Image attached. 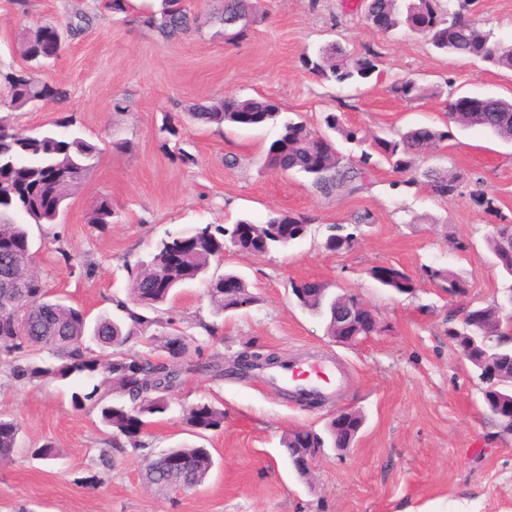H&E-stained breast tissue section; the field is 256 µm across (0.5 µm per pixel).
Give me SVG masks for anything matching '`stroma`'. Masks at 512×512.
Returning <instances> with one entry per match:
<instances>
[{
	"mask_svg": "<svg viewBox=\"0 0 512 512\" xmlns=\"http://www.w3.org/2000/svg\"><path fill=\"white\" fill-rule=\"evenodd\" d=\"M98 3L0 0L2 71L25 64L23 28L85 24L38 73L66 90L65 102L0 107V117L24 131L73 118L102 150L59 222L30 229L48 291L90 318L109 315L127 300L131 271L150 260L162 239L242 218L261 222L274 211L305 217L310 233L288 248L261 256L229 249L213 261L216 272L234 269L246 277L254 304L214 315L207 282L196 280L179 288L167 313L197 338L204 356L228 365L247 349L294 362L331 357L344 381L312 405L287 396L264 371L221 380L189 376L151 427L153 448L197 441L212 455L205 484L182 491L146 487L141 458L128 447L111 449L110 469L97 465L111 433L92 405L78 409L71 400L73 392H90V382L23 383L0 358V417L19 424L23 446L0 465V512H512V437L488 422L482 384L447 335L448 317L460 306L491 304L512 282L486 246L493 225L512 224V143L449 123L445 99L450 92L510 99L512 70L440 53L418 34L381 32L366 21L359 0H257L258 18L245 35L228 38L213 24L177 41ZM468 12L512 44V0H471ZM332 42L350 51L377 47L378 79L341 88L304 66V55ZM405 76L441 86L443 97L397 98L390 88ZM259 96L315 130L329 112L364 135L414 125L447 129L416 167L452 169L459 187L436 197L400 185L399 174L381 163L363 192L325 197L302 175L263 169L279 126L217 128L188 115L193 104L214 98ZM186 153L192 162H183ZM228 155L236 156V166H225ZM486 197L492 206L483 205ZM103 198L112 203L111 223H89ZM364 214L369 223H359ZM333 224L356 234L352 249L325 248ZM376 266L403 270L413 292L380 287L369 274ZM430 266L460 274L465 294L448 297L429 280ZM309 278L359 295L378 313L383 331L352 346L333 342L323 322L295 302L293 285ZM205 322L214 325L213 334L202 331ZM200 401L223 404L224 428L199 439L182 411ZM339 409L365 417L353 447L325 448L312 480L299 479L284 456L283 434L296 427L323 431ZM47 442L59 448L58 459L29 455Z\"/></svg>",
	"mask_w": 512,
	"mask_h": 512,
	"instance_id": "1",
	"label": "stroma"
}]
</instances>
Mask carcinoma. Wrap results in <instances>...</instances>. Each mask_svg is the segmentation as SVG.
Wrapping results in <instances>:
<instances>
[{"mask_svg": "<svg viewBox=\"0 0 512 512\" xmlns=\"http://www.w3.org/2000/svg\"><path fill=\"white\" fill-rule=\"evenodd\" d=\"M180 0H161L157 10L141 12L136 21L158 32L167 39L198 32L203 22L215 23L235 36L245 33L256 21L254 0H221V7L207 14L206 20L190 9L178 7ZM467 0H363L365 18L372 20L386 13L391 17V27L412 29L411 20L416 9L422 8L435 18V30L423 36L437 50L469 59L480 60L491 67L512 70V45L494 37L493 33L466 24ZM62 35L55 24L27 27L21 35L24 59L36 58L42 62L57 59L62 51ZM381 53L366 45L357 52L347 53L335 45L318 49L315 57H303V64L320 77L339 85H361L372 79L379 70ZM0 79L7 88L5 106L20 110L46 98L61 100L66 92L53 88L20 70L0 72ZM391 90L407 101L438 97L441 90L416 79H401ZM262 116L258 125L281 123V132L267 148L263 167L273 170L285 163L288 171L306 177L310 185L324 196L340 191L359 193L367 188L373 157L385 162L392 171L404 176L402 183H417L416 157L430 150L447 137V133L434 127H412L394 135L375 136L371 139L358 136V132L343 126L341 118L329 112L323 119L328 143H314L318 148L328 147L326 165L319 171L308 167L313 143L297 144L291 131L297 120L279 121L281 109L267 98L236 99L228 108L224 99H212L196 104L189 116L201 123L251 126L250 116ZM448 122L465 126H478L490 130L498 138L512 140V100L483 97L476 112L469 118H457L448 113ZM361 148L359 160L340 155L329 132ZM101 154L97 144L76 132L59 133L54 130L30 133L20 131L7 119L0 118V264L4 259L16 260L15 273L30 278L22 292L0 287V356L7 360L11 376L18 381L66 380L72 376L93 379L104 375L101 383L91 392L73 396L75 406L84 407L90 401L98 410L102 424L112 430V447L126 445L140 449L146 447L145 429L154 418L170 407L169 395L182 385L191 374L205 373L215 379L224 378V360L218 356L202 358L197 339L177 330L183 342V355L177 360L166 358L164 349L169 337L162 334L172 320L164 318L159 306L167 303L182 284L206 276L212 261L224 250V240L203 229L196 248L186 257L182 266L169 263V252L178 246V238L163 240L156 247L151 260L131 273L129 299L116 302L121 315L116 318L100 316L94 325L88 324L87 313L54 297L45 289L40 277L32 275L26 265L33 264V253L26 224L12 219V214L23 215L27 224H52L66 207L72 191L95 167ZM433 193L440 197L453 194L458 188L459 176L448 169L430 168L421 173ZM112 219V202L103 198L89 213V223L109 224ZM292 226L288 239L274 235L273 226ZM261 239L232 244L242 252L262 248L270 251L286 248L302 239L309 223L287 214L269 216L259 223ZM334 233L327 236L325 247L330 251L349 250L356 236L343 234V227L332 226ZM429 279L449 288L465 290L462 278L448 268H426ZM372 278L382 287L398 293H409L413 283L409 276L394 267L376 266ZM225 275L238 280L242 301H224V289L219 278H211L208 288L210 305L217 315L233 307L256 301L249 290V283L241 274L227 271ZM297 304L323 320L325 333L336 335V303L328 298L304 297L293 289ZM150 308L157 315L150 318L137 308ZM485 312L475 306L462 319H448V335L462 337L473 344L468 362L473 370L483 371L481 358L493 359L504 372H512V341L506 336L483 338L470 329V320ZM93 339L102 349H112V357L102 360L88 343ZM138 339L145 344L142 352H132L128 343ZM512 396V387L498 386L483 395L484 409L501 435H508L512 423L498 418L494 408L498 402ZM186 426L191 432L202 435L224 428V408L212 402H199L183 411ZM20 428L13 420L0 418V464L12 461L18 448ZM175 456L180 465L172 469L168 458ZM143 480L148 486L181 487L192 490L201 486L209 476L213 459L202 446L182 444L158 452L144 454Z\"/></svg>", "mask_w": 512, "mask_h": 512, "instance_id": "carcinoma-1", "label": "carcinoma"}]
</instances>
